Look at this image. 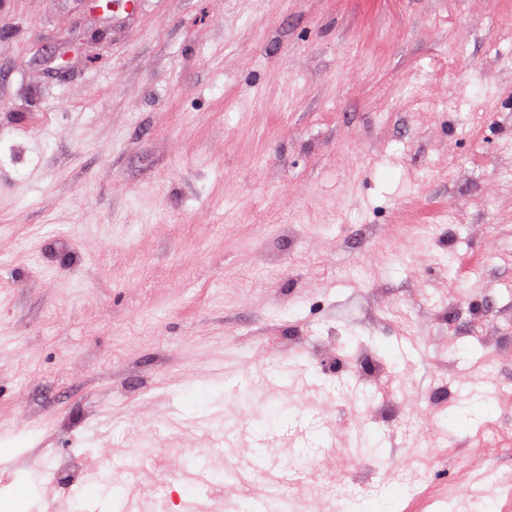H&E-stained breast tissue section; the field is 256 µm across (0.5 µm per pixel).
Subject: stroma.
<instances>
[{
    "label": "stroma",
    "instance_id": "1",
    "mask_svg": "<svg viewBox=\"0 0 512 512\" xmlns=\"http://www.w3.org/2000/svg\"><path fill=\"white\" fill-rule=\"evenodd\" d=\"M348 340L512 382V0H0V512H512V398L340 429Z\"/></svg>",
    "mask_w": 512,
    "mask_h": 512
}]
</instances>
